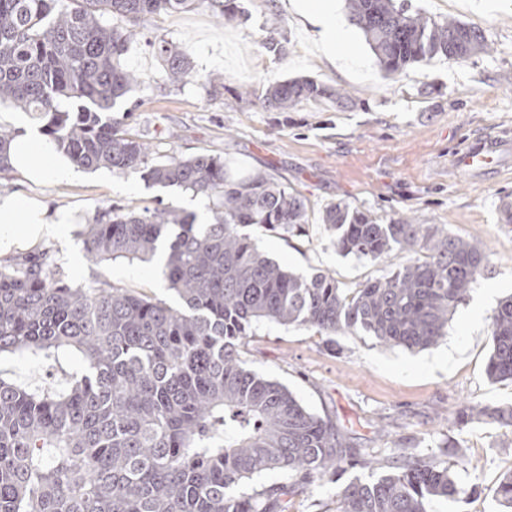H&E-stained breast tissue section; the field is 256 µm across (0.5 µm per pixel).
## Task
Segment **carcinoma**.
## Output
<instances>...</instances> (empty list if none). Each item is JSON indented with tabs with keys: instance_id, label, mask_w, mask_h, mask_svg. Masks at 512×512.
Returning <instances> with one entry per match:
<instances>
[{
	"instance_id": "obj_1",
	"label": "carcinoma",
	"mask_w": 512,
	"mask_h": 512,
	"mask_svg": "<svg viewBox=\"0 0 512 512\" xmlns=\"http://www.w3.org/2000/svg\"><path fill=\"white\" fill-rule=\"evenodd\" d=\"M207 8L224 22L239 0H0V103L46 120L44 131L77 165L141 171L149 181L216 198L211 222L174 207L122 212L88 227L84 247L100 263L162 257L174 306L106 282L66 283L47 252L0 260V354L76 351L83 372L65 390H29L0 379V512H290L299 489L355 464L333 423L277 381L246 369L240 348L261 322L303 326L334 342L363 331L388 346L436 345L451 314L484 270L482 245L410 217L384 220L339 201L320 216L337 249L384 264L414 258L355 288L325 273L293 272L261 254L246 228L295 236L309 223L307 199L265 174L234 178L224 159L149 148L119 118L104 120L138 84L123 57L149 19ZM385 75L435 58L464 61L489 51L484 33L455 19L410 13L396 0H347ZM121 17L127 27L111 25ZM273 20L265 42L286 52ZM166 80L191 64L180 44L151 43ZM286 112L304 101L341 104L345 94L310 77L234 91ZM64 100L79 101L75 112ZM14 132L0 126V173ZM486 374L512 381V296L490 316ZM458 418L512 428V406L466 405ZM269 470L290 482L247 494ZM460 495L446 467L410 455L388 461L370 483L338 493L336 512H429ZM512 512V470L496 489Z\"/></svg>"
}]
</instances>
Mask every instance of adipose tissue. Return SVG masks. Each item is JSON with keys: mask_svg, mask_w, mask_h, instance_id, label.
<instances>
[{"mask_svg": "<svg viewBox=\"0 0 512 512\" xmlns=\"http://www.w3.org/2000/svg\"><path fill=\"white\" fill-rule=\"evenodd\" d=\"M298 14L320 26L318 49L332 63L351 64L352 51L346 30L336 19V0H289ZM17 134L7 148L10 167L33 183L82 179L83 171L59 152L52 140L31 124L27 115L14 113ZM71 210L47 208L15 193L0 195V254L28 240L62 234L74 223Z\"/></svg>", "mask_w": 512, "mask_h": 512, "instance_id": "obj_1", "label": "adipose tissue"}]
</instances>
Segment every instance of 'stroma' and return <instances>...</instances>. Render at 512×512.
<instances>
[{"mask_svg":"<svg viewBox=\"0 0 512 512\" xmlns=\"http://www.w3.org/2000/svg\"><path fill=\"white\" fill-rule=\"evenodd\" d=\"M249 18L226 23L211 10L160 14L131 43L126 66L139 83L111 109L121 117L141 101L133 130L165 155L210 153L233 174H271L300 190L311 212L305 235L285 238L250 227L259 249L304 275L323 272L353 288L378 276L380 265L339 253L321 209L342 200L379 216H408L450 235L478 240L489 260L484 277L453 312L437 346L411 351L389 347L360 331L335 337L315 330L259 323L241 349L244 365L286 386L312 413L331 420L347 437L359 465L300 490L292 512H334L336 494L349 483L376 478L369 460L419 453L447 466L462 489L456 499L432 502L431 512H499L495 489L512 470V432L495 425L453 421L462 403L510 405L512 383L490 382L489 317L512 294V225L499 220L498 200L512 194V153L491 175L457 169L455 154L478 137H512V0H411L414 9L483 30L490 51L464 62L442 58L387 76L356 26L344 0L336 11L347 24L356 67H335L317 51L319 29L289 11L282 0H241ZM282 21L287 52L263 47L271 18ZM181 43L193 76L165 86V72L150 43ZM222 76L225 93L209 80ZM308 76L343 90L350 105L304 102L287 112L238 102L233 91ZM25 191L50 209L70 208L80 223L62 237L21 245L20 253L47 251L75 285L105 280L160 299L172 294L159 265L119 259L89 260L86 225L115 208L142 211L157 204L211 216L213 201L179 187H161L142 173L89 171L80 181L52 185L0 174V193ZM459 354L446 370H429L448 345ZM83 367L77 352L47 357L29 352L0 356V378L31 389L66 388Z\"/></svg>","mask_w":512,"mask_h":512,"instance_id":"35a3bbf8","label":"stroma"}]
</instances>
